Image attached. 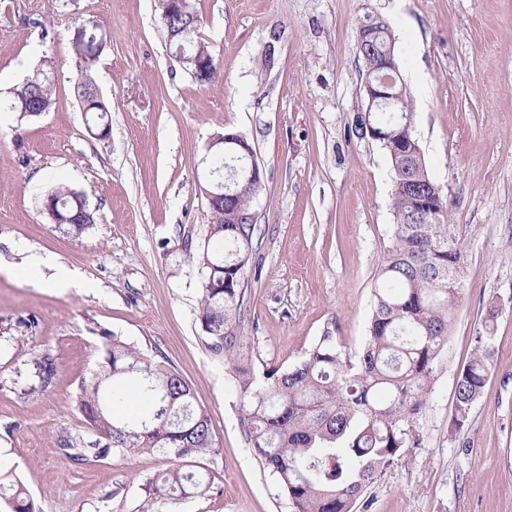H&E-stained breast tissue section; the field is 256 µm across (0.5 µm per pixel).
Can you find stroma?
Returning a JSON list of instances; mask_svg holds the SVG:
<instances>
[{
	"label": "stroma",
	"instance_id": "35a3bbf8",
	"mask_svg": "<svg viewBox=\"0 0 512 512\" xmlns=\"http://www.w3.org/2000/svg\"><path fill=\"white\" fill-rule=\"evenodd\" d=\"M218 61L197 84L173 57L158 0H0V98L43 62L49 112H0V465L38 512H291L246 441L223 360L197 320L204 274L184 238L205 235L202 158L221 131L243 134L264 180L253 202L258 276L246 289L256 368L289 366L319 336L361 348L375 274L391 245L393 173L381 146L358 138L365 68L361 24L384 19L414 106L430 177L448 195L466 265L448 348L406 448L355 512H512V0H196ZM107 36L93 79L110 135L87 128L71 41L81 25ZM274 62L265 65L266 45ZM82 192L97 222L74 240L51 224L48 193ZM75 270L83 285L36 288L29 252ZM491 375L468 422H453L454 379L489 309ZM116 335L164 356L212 419L217 455L204 492L155 497L160 454L85 467L58 442L93 436L71 403ZM53 355V386L25 394V358Z\"/></svg>",
	"mask_w": 512,
	"mask_h": 512
}]
</instances>
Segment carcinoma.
<instances>
[{"label": "carcinoma", "mask_w": 512, "mask_h": 512, "mask_svg": "<svg viewBox=\"0 0 512 512\" xmlns=\"http://www.w3.org/2000/svg\"><path fill=\"white\" fill-rule=\"evenodd\" d=\"M202 17L170 16V28H200ZM394 37L388 26L375 30L371 46L359 52L366 77L385 74L381 60ZM187 56L209 55L211 65L194 81L207 85L217 62L195 34L177 42ZM107 45L96 24L81 26L72 40L84 78L77 94L89 130L110 132L108 110L94 101L97 87L90 72ZM44 67L0 102V112L20 118L45 113L53 105L51 79ZM396 100L368 113L373 127L390 135L382 145L398 183L408 166L421 180H430L426 160L412 130V102L402 76L395 77ZM260 189H244L229 205L207 206L209 224L203 249L195 253L204 270L197 319L208 349L224 365L242 406L248 443L264 469L277 480L292 512H353L367 488L374 485L411 441V424L423 411L437 376L454 309L461 300L464 268H456L462 245L451 224L448 195L427 197L391 192L394 224L392 244L373 288L369 334L362 351L350 356L324 334L304 358L286 368L257 371L248 346L245 292L252 269L257 224H229L228 211L252 212ZM55 208H64L72 223L62 232L77 240L96 223L83 194L58 187L51 194ZM496 310L488 311L474 337L471 359L455 377L453 422L461 428L474 403L484 394L491 373ZM36 384L46 391L57 372L56 359L43 354L28 360ZM74 401L96 437L90 448L77 440L60 444L71 464L102 460L113 454H163L177 465L151 483L161 496L193 494L203 474L186 469L218 452L208 411L196 400L189 383L167 362L159 361L115 336L103 340V361L89 380L81 382ZM9 494L13 512H36L25 486L11 470L0 471V495Z\"/></svg>", "instance_id": "cac0c4a2"}]
</instances>
